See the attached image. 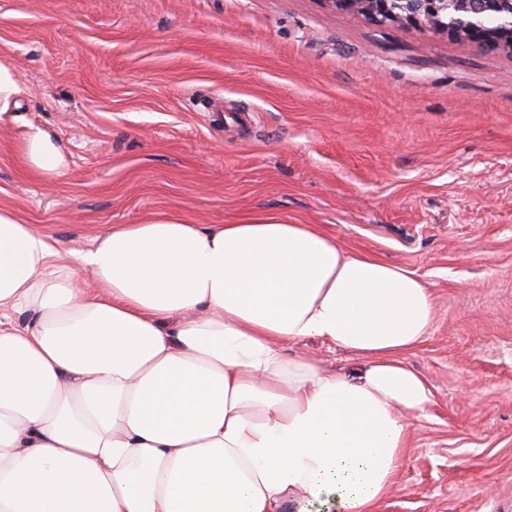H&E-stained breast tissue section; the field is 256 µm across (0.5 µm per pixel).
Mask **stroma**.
Wrapping results in <instances>:
<instances>
[{"mask_svg":"<svg viewBox=\"0 0 512 512\" xmlns=\"http://www.w3.org/2000/svg\"><path fill=\"white\" fill-rule=\"evenodd\" d=\"M0 206L74 254L180 213H278L414 271L434 320L404 359L430 401L376 512H512V54L327 0H0ZM65 151L46 182L29 127ZM358 378L366 356L285 344ZM21 93L22 89L13 67L0 62V116L15 111ZM24 166L44 181L62 177L68 168L63 149L38 128H30L21 147Z\"/></svg>","mask_w":512,"mask_h":512,"instance_id":"35a3bbf8","label":"stroma"}]
</instances>
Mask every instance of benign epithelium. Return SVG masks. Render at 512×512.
<instances>
[{
	"mask_svg": "<svg viewBox=\"0 0 512 512\" xmlns=\"http://www.w3.org/2000/svg\"><path fill=\"white\" fill-rule=\"evenodd\" d=\"M333 6L360 12L380 26L390 25L380 13L391 14L396 22H411L433 28L427 22L432 14L436 31L450 38H463L491 49H499L504 36H512V0H468L462 9L453 7L450 0H327ZM494 10L499 15V30L486 25V15Z\"/></svg>",
	"mask_w": 512,
	"mask_h": 512,
	"instance_id": "benign-epithelium-1",
	"label": "benign epithelium"
}]
</instances>
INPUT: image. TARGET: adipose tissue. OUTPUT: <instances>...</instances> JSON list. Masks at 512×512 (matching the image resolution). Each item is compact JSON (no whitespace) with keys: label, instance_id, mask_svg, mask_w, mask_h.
Returning a JSON list of instances; mask_svg holds the SVG:
<instances>
[{"label":"adipose tissue","instance_id":"obj_1","mask_svg":"<svg viewBox=\"0 0 512 512\" xmlns=\"http://www.w3.org/2000/svg\"><path fill=\"white\" fill-rule=\"evenodd\" d=\"M21 159L68 168L37 128ZM432 320L413 271L281 215L114 224L70 260L0 206V512H374ZM310 337L367 369L286 357Z\"/></svg>","mask_w":512,"mask_h":512}]
</instances>
